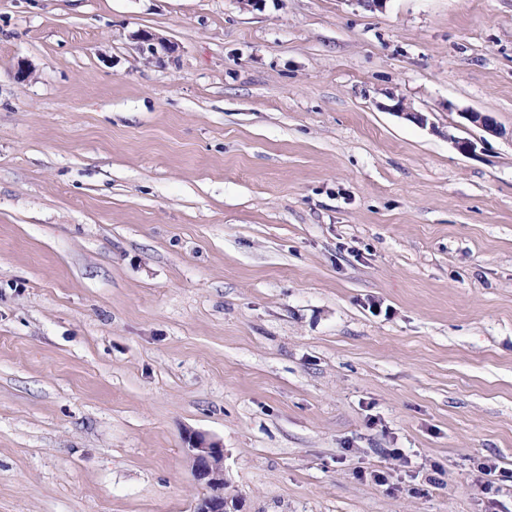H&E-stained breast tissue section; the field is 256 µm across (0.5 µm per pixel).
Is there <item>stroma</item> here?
I'll return each mask as SVG.
<instances>
[{
  "mask_svg": "<svg viewBox=\"0 0 512 512\" xmlns=\"http://www.w3.org/2000/svg\"><path fill=\"white\" fill-rule=\"evenodd\" d=\"M190 431L236 512H512V0H0V512H195Z\"/></svg>",
  "mask_w": 512,
  "mask_h": 512,
  "instance_id": "35a3bbf8",
  "label": "stroma"
}]
</instances>
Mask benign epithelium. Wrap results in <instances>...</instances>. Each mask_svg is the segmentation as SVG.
Returning a JSON list of instances; mask_svg holds the SVG:
<instances>
[{"label": "benign epithelium", "mask_w": 512, "mask_h": 512, "mask_svg": "<svg viewBox=\"0 0 512 512\" xmlns=\"http://www.w3.org/2000/svg\"><path fill=\"white\" fill-rule=\"evenodd\" d=\"M138 50L155 56L161 40L154 34L143 31L134 35ZM463 116L473 126L490 134L499 133L495 118L487 112H465ZM185 453L192 460L195 480L203 485L208 494L198 503L195 512H229L224 498V448L223 444L211 441L201 434H187Z\"/></svg>", "instance_id": "1"}]
</instances>
